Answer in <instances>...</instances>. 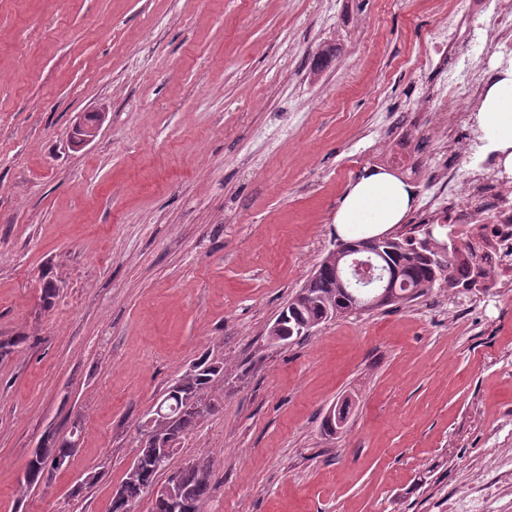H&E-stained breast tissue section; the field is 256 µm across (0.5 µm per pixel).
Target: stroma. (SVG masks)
Wrapping results in <instances>:
<instances>
[{"mask_svg": "<svg viewBox=\"0 0 512 512\" xmlns=\"http://www.w3.org/2000/svg\"><path fill=\"white\" fill-rule=\"evenodd\" d=\"M437 0H0V512H110L138 424L199 358L218 411L171 461L202 512H512V290L267 329L413 106ZM103 115L90 144L69 133ZM58 294L41 295L46 282ZM350 399L337 433L328 408ZM78 450L35 488L45 437ZM212 473L210 460L206 457H199L197 460L185 463L167 476L166 482L171 474L176 475L181 489L190 500V509L180 512H201V505L211 490Z\"/></svg>", "mask_w": 512, "mask_h": 512, "instance_id": "1", "label": "stroma"}]
</instances>
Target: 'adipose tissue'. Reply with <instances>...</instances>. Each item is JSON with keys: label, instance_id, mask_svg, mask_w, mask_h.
Returning a JSON list of instances; mask_svg holds the SVG:
<instances>
[{"label": "adipose tissue", "instance_id": "obj_1", "mask_svg": "<svg viewBox=\"0 0 512 512\" xmlns=\"http://www.w3.org/2000/svg\"><path fill=\"white\" fill-rule=\"evenodd\" d=\"M478 121L490 149L512 167V69L488 87ZM414 204L409 185L380 168H368L349 186L333 222L342 239L369 238L404 223Z\"/></svg>", "mask_w": 512, "mask_h": 512}]
</instances>
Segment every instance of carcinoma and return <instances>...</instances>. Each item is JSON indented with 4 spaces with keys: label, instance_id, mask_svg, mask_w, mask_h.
<instances>
[{
    "label": "carcinoma",
    "instance_id": "cac0c4a2",
    "mask_svg": "<svg viewBox=\"0 0 512 512\" xmlns=\"http://www.w3.org/2000/svg\"><path fill=\"white\" fill-rule=\"evenodd\" d=\"M387 262L400 271L396 284V294L379 307L405 305L423 293L434 288H458L460 282L453 277V265L459 252L454 232H448V252L435 250L424 232L415 231L409 235L397 233L381 246ZM349 289L342 286L335 271L322 259L311 278L291 297L286 307L276 318L277 333L292 339L307 335V324L357 314L360 305L347 295ZM220 367L205 357L192 366L189 373L176 381L178 397H172L167 404H175L178 399L192 400L194 410H180L173 413V421L160 426L162 434L182 440L198 425L207 414L214 412L216 404L211 390L218 382ZM75 444L67 441L47 439L36 449L28 461L21 488L27 490L36 486L51 469L62 467L75 453ZM172 454L148 443L136 447L133 472L125 474L121 481L124 504L131 507L142 496L151 492L158 483V477L170 471ZM212 466L209 459L200 457L188 462L177 470L176 475L181 489L190 500L188 512H201V505L211 490Z\"/></svg>",
    "mask_w": 512,
    "mask_h": 512
}]
</instances>
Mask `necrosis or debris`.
Returning <instances> with one entry per match:
<instances>
[{"label": "necrosis or debris", "mask_w": 512, "mask_h": 512, "mask_svg": "<svg viewBox=\"0 0 512 512\" xmlns=\"http://www.w3.org/2000/svg\"><path fill=\"white\" fill-rule=\"evenodd\" d=\"M438 78L415 106L440 115L433 126L442 144L436 175L414 189L429 224H445L460 241L455 272L495 292L512 287V171L484 153L477 116L494 71L512 58V0H453L434 30Z\"/></svg>", "instance_id": "4bbe7bcc"}]
</instances>
